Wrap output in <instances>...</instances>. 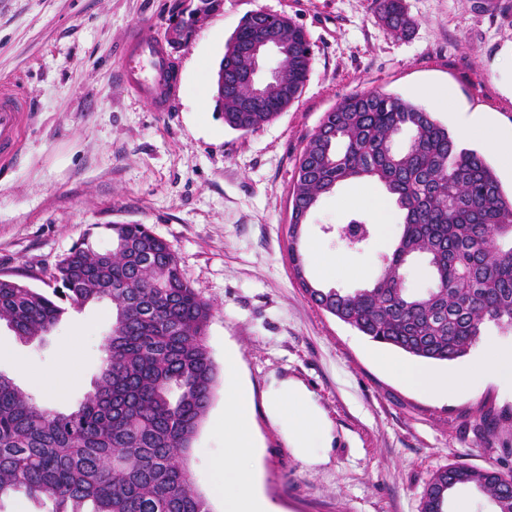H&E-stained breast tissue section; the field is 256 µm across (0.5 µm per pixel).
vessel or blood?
<instances>
[{
	"label": "vessel or blood",
	"instance_id": "vessel-or-blood-1",
	"mask_svg": "<svg viewBox=\"0 0 512 512\" xmlns=\"http://www.w3.org/2000/svg\"><path fill=\"white\" fill-rule=\"evenodd\" d=\"M119 77L156 112L170 111L178 94V77L167 51L139 27L126 36ZM29 109L28 100L14 87L0 88V147L14 142L19 118Z\"/></svg>",
	"mask_w": 512,
	"mask_h": 512
}]
</instances>
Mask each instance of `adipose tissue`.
Instances as JSON below:
<instances>
[{
  "label": "adipose tissue",
  "instance_id": "adipose-tissue-1",
  "mask_svg": "<svg viewBox=\"0 0 512 512\" xmlns=\"http://www.w3.org/2000/svg\"><path fill=\"white\" fill-rule=\"evenodd\" d=\"M512 380V351H493L465 373H434L415 367L404 370L414 387L437 395L471 388L486 374ZM224 457L215 465L214 489L224 497V512H279L254 490V473L245 463L254 454V438L248 420L249 405L238 385L233 364L225 366ZM270 417L286 425V443L302 461L313 464L318 456L312 436H329L330 426L320 409L297 383L283 380L269 392Z\"/></svg>",
  "mask_w": 512,
  "mask_h": 512
}]
</instances>
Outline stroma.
<instances>
[{
    "mask_svg": "<svg viewBox=\"0 0 512 512\" xmlns=\"http://www.w3.org/2000/svg\"><path fill=\"white\" fill-rule=\"evenodd\" d=\"M174 0H0V83L30 102L18 145L0 167V276L47 289L76 243L111 249L104 227L147 225L165 239L185 278L212 307L206 343L216 366L237 356L252 399L264 494L281 512H421L432 475L469 465L512 474V382L490 375L448 397L417 390L394 365L457 372L487 350H511L512 330L486 323L455 361H419L372 342L315 306L289 263L291 199L303 147L346 95L382 91L421 105L456 131L476 112L512 131V0H403L412 31L393 34L374 0H221L173 57L179 90L154 112L117 81L126 31L164 38ZM263 10L304 29L312 68L298 100L257 131L230 129L215 107V77L241 19ZM447 89L450 106L434 90ZM371 226L348 249L331 226ZM385 188L350 181L320 198L300 247L323 287H368L399 233ZM109 302L69 310L42 339L0 324V373L42 406L69 412L103 367ZM30 370L18 374L17 359ZM68 365L73 380H45ZM301 385L331 426L330 446L309 465L267 413L272 379ZM224 455V384L192 441L189 467L211 512H224L212 462Z\"/></svg>",
    "mask_w": 512,
    "mask_h": 512,
    "instance_id": "35a3bbf8",
    "label": "stroma"
}]
</instances>
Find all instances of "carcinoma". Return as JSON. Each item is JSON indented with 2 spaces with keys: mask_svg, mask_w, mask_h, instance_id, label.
<instances>
[{
  "mask_svg": "<svg viewBox=\"0 0 512 512\" xmlns=\"http://www.w3.org/2000/svg\"><path fill=\"white\" fill-rule=\"evenodd\" d=\"M393 33L414 22L402 0H376ZM268 26L287 51L277 89L254 112L240 110L232 84L251 60L230 49ZM312 64L304 30L287 17L246 15L225 44L216 106L233 130L255 131L301 95ZM412 132L397 152L394 137ZM384 186L401 211V231L369 288L305 289L319 309L371 341L411 356L455 361L493 322L512 327V197L483 154L460 146L430 112L381 91L351 94L325 113L297 164L292 201L311 212L344 181ZM112 249L85 240L55 265L52 293L0 280V322L30 341L48 333L67 308L112 303L104 366L81 405L55 412L0 373V499L15 492L55 502V512H211L187 465L192 440L210 405L217 368L206 345L211 306L183 276L171 246L145 224H109ZM352 250L370 237L366 222L336 227ZM418 256L433 287L413 293L404 271ZM473 488L496 512H512V492L493 468L454 466L430 479L422 512H447L451 494Z\"/></svg>",
  "mask_w": 512,
  "mask_h": 512,
  "instance_id": "obj_1",
  "label": "carcinoma"
}]
</instances>
